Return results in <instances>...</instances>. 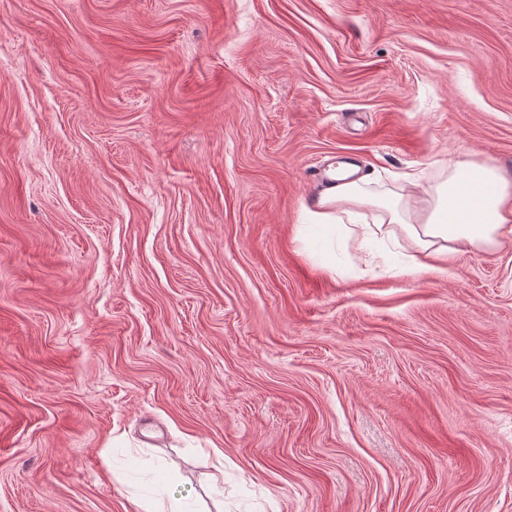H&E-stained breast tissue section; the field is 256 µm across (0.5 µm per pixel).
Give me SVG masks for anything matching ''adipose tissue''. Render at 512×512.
<instances>
[{
    "instance_id": "adipose-tissue-1",
    "label": "adipose tissue",
    "mask_w": 512,
    "mask_h": 512,
    "mask_svg": "<svg viewBox=\"0 0 512 512\" xmlns=\"http://www.w3.org/2000/svg\"><path fill=\"white\" fill-rule=\"evenodd\" d=\"M371 203L354 181L322 188L297 226L309 257L334 271L378 252L399 231L411 246L397 273L444 274L463 254L512 242V178L487 163L455 164L435 186L406 178L380 203L376 223L366 224L361 211Z\"/></svg>"
}]
</instances>
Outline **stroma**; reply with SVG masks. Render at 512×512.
<instances>
[{"label": "stroma", "mask_w": 512, "mask_h": 512, "mask_svg": "<svg viewBox=\"0 0 512 512\" xmlns=\"http://www.w3.org/2000/svg\"><path fill=\"white\" fill-rule=\"evenodd\" d=\"M344 159L512 177V0H0V512H512V242L332 275Z\"/></svg>", "instance_id": "35a3bbf8"}]
</instances>
